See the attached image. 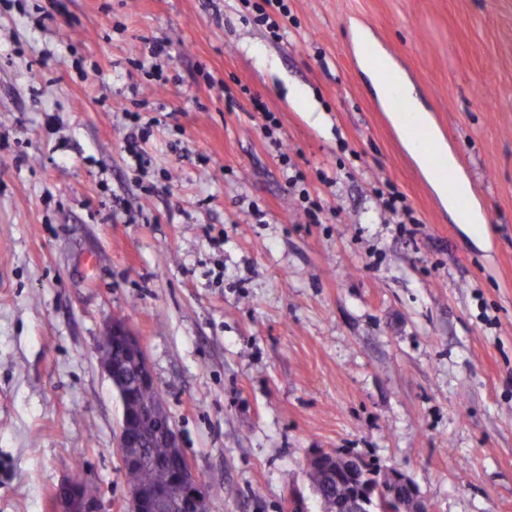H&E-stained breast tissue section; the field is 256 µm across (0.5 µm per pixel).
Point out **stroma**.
Returning a JSON list of instances; mask_svg holds the SVG:
<instances>
[{"label": "stroma", "mask_w": 512, "mask_h": 512, "mask_svg": "<svg viewBox=\"0 0 512 512\" xmlns=\"http://www.w3.org/2000/svg\"><path fill=\"white\" fill-rule=\"evenodd\" d=\"M47 3L0 2V512H53L76 470L99 512H125L98 359L115 318L209 512L298 495L324 512L318 450L402 474L432 512H512V0H288L276 38L241 0H65L44 22ZM146 38L171 42L166 85L129 63ZM367 43L411 84L483 234L407 149ZM136 98L144 170L119 110ZM374 190L384 211L391 216L395 224H399L401 231H409L406 224H420L405 204L404 195L392 183L385 182Z\"/></svg>", "instance_id": "obj_1"}]
</instances>
